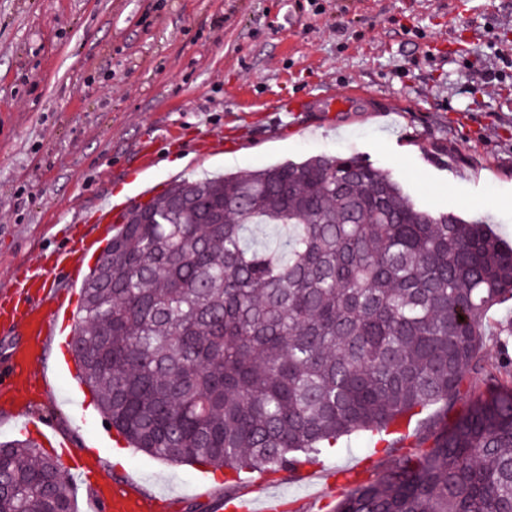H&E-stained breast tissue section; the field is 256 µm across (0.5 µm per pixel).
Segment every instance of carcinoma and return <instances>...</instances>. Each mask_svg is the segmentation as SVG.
<instances>
[{
	"label": "carcinoma",
	"instance_id": "cac0c4a2",
	"mask_svg": "<svg viewBox=\"0 0 512 512\" xmlns=\"http://www.w3.org/2000/svg\"><path fill=\"white\" fill-rule=\"evenodd\" d=\"M135 205L82 286L79 378L127 443L173 465L293 472L351 434L451 408L333 512H512V360L484 359L512 245L418 207L359 155L182 178ZM274 227L277 246L247 242ZM77 512L62 463L0 441V512Z\"/></svg>",
	"mask_w": 512,
	"mask_h": 512
}]
</instances>
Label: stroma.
I'll return each instance as SVG.
<instances>
[{
    "mask_svg": "<svg viewBox=\"0 0 512 512\" xmlns=\"http://www.w3.org/2000/svg\"><path fill=\"white\" fill-rule=\"evenodd\" d=\"M501 50L512 51V0H0V296L16 305L14 277L85 232L79 212L323 152L361 155L420 208L484 219L511 242L512 76L485 87ZM324 90L369 99L330 112L312 102ZM292 97L308 108L273 111ZM218 129L214 153L203 137ZM72 363L69 334L51 337L50 387L0 404V441L31 419L95 453L70 476L78 505L128 480L166 512H216L245 492L223 471L126 447ZM386 463L380 435H351L316 458V474L278 473L271 495L281 512H323L337 470L365 479Z\"/></svg>",
    "mask_w": 512,
    "mask_h": 512,
    "instance_id": "35a3bbf8",
    "label": "stroma"
}]
</instances>
